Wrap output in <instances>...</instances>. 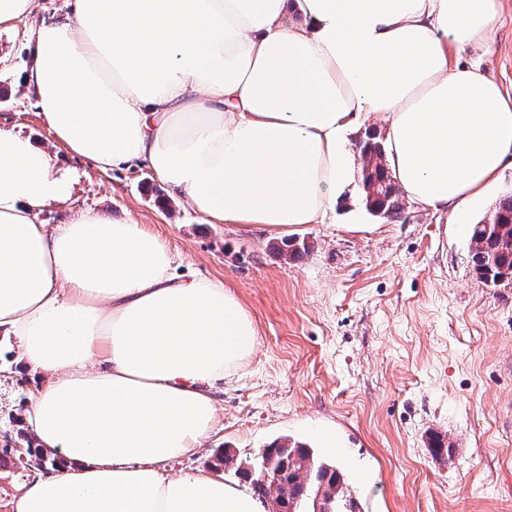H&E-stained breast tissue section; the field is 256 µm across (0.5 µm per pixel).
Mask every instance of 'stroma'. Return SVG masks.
Segmentation results:
<instances>
[{
    "instance_id": "obj_1",
    "label": "stroma",
    "mask_w": 512,
    "mask_h": 512,
    "mask_svg": "<svg viewBox=\"0 0 512 512\" xmlns=\"http://www.w3.org/2000/svg\"><path fill=\"white\" fill-rule=\"evenodd\" d=\"M499 3L488 46L456 59L512 96V0ZM63 14L62 0H35L27 20L0 29V128L50 146L71 185L41 222L54 227L91 209L144 225L176 273L223 281L257 328L249 358L213 387L214 430L166 473L201 470L235 486L233 467L215 464L220 450L241 460L288 437L336 461L362 512H512V281L475 275L469 230L512 193V168L462 224L408 201L399 220L375 217L353 179L346 208L289 230L307 251L280 256V235L203 223L147 164L102 170L55 145L18 78L38 26ZM43 385L1 332L0 449L30 434L27 414ZM437 435L450 455L433 452ZM327 437L334 447H324ZM39 474L14 453L0 462V512H13Z\"/></svg>"
}]
</instances>
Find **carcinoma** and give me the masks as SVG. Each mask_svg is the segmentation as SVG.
<instances>
[{"label": "carcinoma", "instance_id": "obj_1", "mask_svg": "<svg viewBox=\"0 0 512 512\" xmlns=\"http://www.w3.org/2000/svg\"><path fill=\"white\" fill-rule=\"evenodd\" d=\"M385 141L379 134H366L358 142L362 166V182L377 186L378 194L363 192L365 207L369 212L379 210L383 218L393 220L401 217L400 197L390 193L394 183L389 166H372L373 153L379 152ZM471 241L475 243L472 262L480 278L485 282L498 283L512 278V196L499 201L488 218L473 225ZM255 460H268L281 470L283 478L290 483H308L324 488L334 495L335 512H361L360 504L353 494L347 476L335 463L318 455L306 444L298 441H275L258 454Z\"/></svg>", "mask_w": 512, "mask_h": 512}]
</instances>
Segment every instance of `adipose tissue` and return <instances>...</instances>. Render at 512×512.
<instances>
[{"instance_id":"ef3b65f1","label":"adipose tissue","mask_w":512,"mask_h":512,"mask_svg":"<svg viewBox=\"0 0 512 512\" xmlns=\"http://www.w3.org/2000/svg\"><path fill=\"white\" fill-rule=\"evenodd\" d=\"M20 79L56 142L101 169L146 161L210 224L285 231L343 197L362 114L388 122L402 193L460 210L512 165V98L454 60L498 0H66ZM69 181L0 130V330L48 376L28 422L63 466L14 512H265L205 472L166 475L217 422L215 382L253 351L222 282L181 278L161 239L97 211L47 228Z\"/></svg>"}]
</instances>
